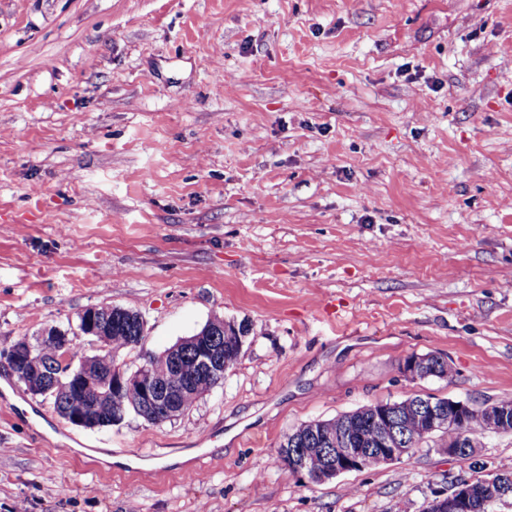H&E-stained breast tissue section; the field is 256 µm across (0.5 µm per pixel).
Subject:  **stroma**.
<instances>
[{"instance_id": "stroma-1", "label": "stroma", "mask_w": 512, "mask_h": 512, "mask_svg": "<svg viewBox=\"0 0 512 512\" xmlns=\"http://www.w3.org/2000/svg\"><path fill=\"white\" fill-rule=\"evenodd\" d=\"M99 306L144 321L130 372L250 331L161 424L73 425L1 358L0 512H423L512 473L493 431L324 482L277 459L366 405L512 398V0H0V350L94 354Z\"/></svg>"}]
</instances>
